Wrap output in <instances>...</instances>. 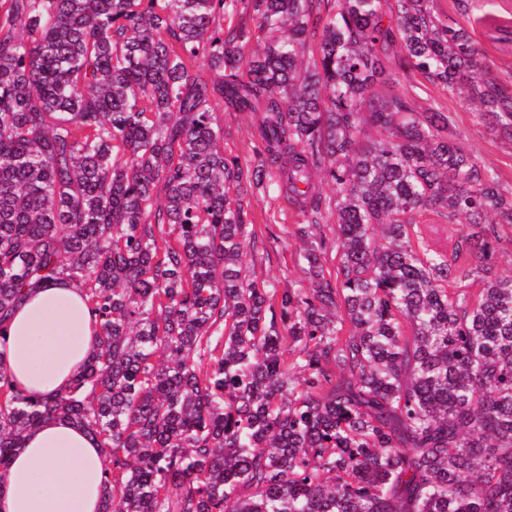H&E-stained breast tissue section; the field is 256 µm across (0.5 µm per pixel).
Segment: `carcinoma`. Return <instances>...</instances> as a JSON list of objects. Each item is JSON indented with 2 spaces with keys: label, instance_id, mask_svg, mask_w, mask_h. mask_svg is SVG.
<instances>
[{
  "label": "carcinoma",
  "instance_id": "cac0c4a2",
  "mask_svg": "<svg viewBox=\"0 0 512 512\" xmlns=\"http://www.w3.org/2000/svg\"><path fill=\"white\" fill-rule=\"evenodd\" d=\"M431 3L0 0V329L58 281L99 322L62 397L0 370V488L56 417L105 449L102 512H512V278L488 267L485 223L512 227V196L447 115L379 91L380 53L399 43L400 73L466 94L510 141L512 93ZM487 37L512 52L511 22ZM219 105L262 113L250 172L224 155ZM317 176L336 285L304 226L311 287L247 279L241 197L272 186L316 225ZM427 213L476 231L421 252ZM471 277L476 294L448 288ZM322 196V211L324 215V223L316 227H311L310 230L322 236L327 244V251L323 256L324 268L326 270L325 277L334 285L336 279V270L340 264L339 254H336V224L335 222V197L332 187L326 184L322 185L320 190ZM331 274V277L329 276Z\"/></svg>",
  "mask_w": 512,
  "mask_h": 512
}]
</instances>
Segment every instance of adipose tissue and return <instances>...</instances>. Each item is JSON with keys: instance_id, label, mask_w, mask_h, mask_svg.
I'll list each match as a JSON object with an SVG mask.
<instances>
[{"instance_id": "1", "label": "adipose tissue", "mask_w": 512, "mask_h": 512, "mask_svg": "<svg viewBox=\"0 0 512 512\" xmlns=\"http://www.w3.org/2000/svg\"><path fill=\"white\" fill-rule=\"evenodd\" d=\"M96 321L75 284L37 289L0 334V366L26 396L67 393L95 344ZM103 449L61 419L41 423L25 441L0 488V512H100Z\"/></svg>"}]
</instances>
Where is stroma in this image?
<instances>
[{
    "instance_id": "35a3bbf8",
    "label": "stroma",
    "mask_w": 512,
    "mask_h": 512,
    "mask_svg": "<svg viewBox=\"0 0 512 512\" xmlns=\"http://www.w3.org/2000/svg\"><path fill=\"white\" fill-rule=\"evenodd\" d=\"M435 15L447 22L468 27L476 40H483L487 16H504L512 12V0H434ZM405 93L417 111L434 110L450 116L457 142L475 155L494 173L505 191H512V142L496 133L493 116L479 112L457 92L434 83L420 74L409 75ZM214 115L224 127V153L238 159L243 168H251L263 156L255 114L228 112L216 108ZM245 218L256 230L257 245L248 250L243 269L248 278L265 281L277 288H304L308 282L302 272V243L297 230L305 224L303 212L290 204L276 189L257 191L243 201ZM463 220L452 222L435 216L423 217L409 234L416 248L451 252L455 241L469 234Z\"/></svg>"
}]
</instances>
